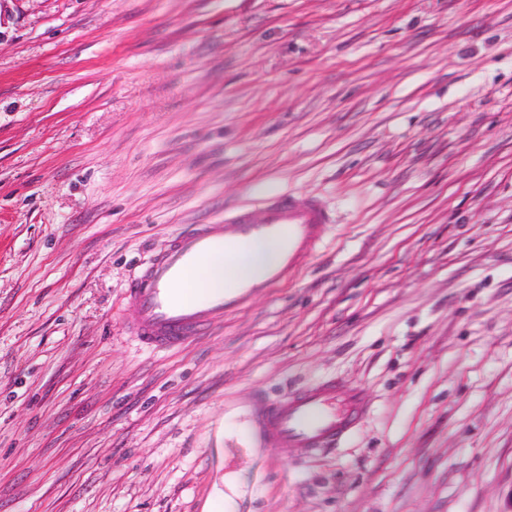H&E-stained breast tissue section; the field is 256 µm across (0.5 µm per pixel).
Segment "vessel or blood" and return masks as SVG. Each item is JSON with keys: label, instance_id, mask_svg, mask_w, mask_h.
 Masks as SVG:
<instances>
[{"label": "vessel or blood", "instance_id": "vessel-or-blood-1", "mask_svg": "<svg viewBox=\"0 0 512 512\" xmlns=\"http://www.w3.org/2000/svg\"><path fill=\"white\" fill-rule=\"evenodd\" d=\"M332 218L315 197L276 195L257 207H241L220 224L183 232L144 264L129 290L126 320L134 339L151 349H169L202 335L225 314L238 311L260 290L279 284L323 242ZM281 241L276 264L233 289L209 290L187 300L178 293L186 272L233 245ZM362 407L360 390L339 391L326 381L285 400L264 405L251 427L265 442L314 450L328 446L354 426Z\"/></svg>", "mask_w": 512, "mask_h": 512}]
</instances>
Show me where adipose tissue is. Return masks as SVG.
I'll list each match as a JSON object with an SVG mask.
<instances>
[{"mask_svg":"<svg viewBox=\"0 0 512 512\" xmlns=\"http://www.w3.org/2000/svg\"><path fill=\"white\" fill-rule=\"evenodd\" d=\"M248 257L243 261H228L220 259L204 266L193 273L188 283L202 288H226L237 280L255 273L259 267L274 263L278 257L279 248L272 241H257L247 246Z\"/></svg>","mask_w":512,"mask_h":512,"instance_id":"ef3b65f1","label":"adipose tissue"}]
</instances>
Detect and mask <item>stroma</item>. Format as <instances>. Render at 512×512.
Returning a JSON list of instances; mask_svg holds the SVG:
<instances>
[{"instance_id":"stroma-1","label":"stroma","mask_w":512,"mask_h":512,"mask_svg":"<svg viewBox=\"0 0 512 512\" xmlns=\"http://www.w3.org/2000/svg\"><path fill=\"white\" fill-rule=\"evenodd\" d=\"M333 224L169 350L127 289L274 194ZM333 380L356 427L263 443ZM512 512V0H0V512ZM336 393L343 408L336 410ZM362 407L361 391H340L334 381L265 404L252 418L251 427L262 440L274 445L314 450L346 435ZM241 496V481L237 472L224 473V493L221 508L224 512H237L238 499Z\"/></svg>"}]
</instances>
